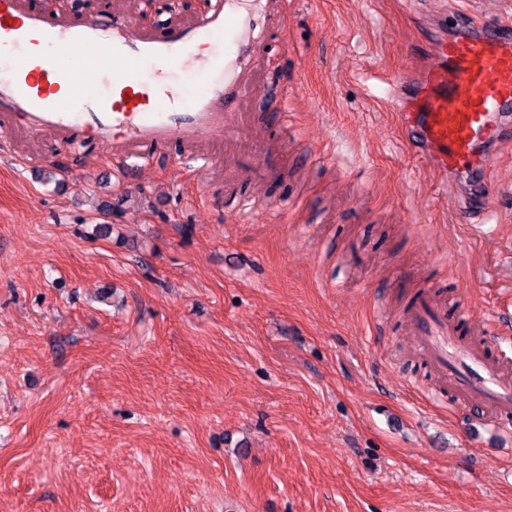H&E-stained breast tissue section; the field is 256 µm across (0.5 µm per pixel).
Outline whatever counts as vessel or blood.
I'll return each mask as SVG.
<instances>
[{
    "mask_svg": "<svg viewBox=\"0 0 512 512\" xmlns=\"http://www.w3.org/2000/svg\"><path fill=\"white\" fill-rule=\"evenodd\" d=\"M286 0H211L206 13L179 25L147 28L116 12L70 24L26 4L0 0V113L25 132H52L68 145L111 147L113 173L152 166L156 149L195 145L236 131L267 48L260 33L284 27ZM434 50L421 80H398L387 107L421 164L486 200L488 161L512 139V14L444 20L430 34ZM105 73V88L71 81L72 68ZM180 73L211 82L184 105ZM239 167L273 173L275 154L238 152ZM409 320L417 349L445 390L512 418V356L476 344L464 312L431 293L413 298Z\"/></svg>",
    "mask_w": 512,
    "mask_h": 512,
    "instance_id": "vessel-or-blood-1",
    "label": "vessel or blood"
}]
</instances>
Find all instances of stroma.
Here are the masks:
<instances>
[{"instance_id":"1","label":"stroma","mask_w":512,"mask_h":512,"mask_svg":"<svg viewBox=\"0 0 512 512\" xmlns=\"http://www.w3.org/2000/svg\"><path fill=\"white\" fill-rule=\"evenodd\" d=\"M512 0H290L251 124L287 144L256 189L212 166L107 169L60 137L0 152V512H512V429L421 393L438 384L397 322L412 290L445 296L512 351V142L489 212L454 213L383 105L414 74L420 24ZM207 0H135L156 27ZM37 168H27L28 160ZM410 287H399L401 277ZM389 314V336L374 324Z\"/></svg>"}]
</instances>
